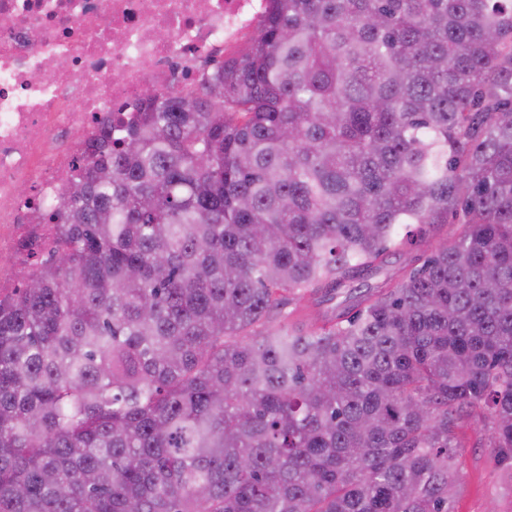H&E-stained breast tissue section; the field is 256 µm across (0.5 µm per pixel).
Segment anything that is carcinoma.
Masks as SVG:
<instances>
[{
	"label": "carcinoma",
	"mask_w": 512,
	"mask_h": 512,
	"mask_svg": "<svg viewBox=\"0 0 512 512\" xmlns=\"http://www.w3.org/2000/svg\"><path fill=\"white\" fill-rule=\"evenodd\" d=\"M66 198L0 296V512H454L477 420L512 469V0H268ZM459 218L448 217V224H433L425 227V232L421 237H415L412 244H398L392 248L391 254L387 258V263L383 272L377 275H364L357 278L352 284V288H360L364 291L368 287H373L385 277H397L405 270L420 265L418 257L428 254L431 249L456 236L462 229Z\"/></svg>",
	"instance_id": "carcinoma-1"
}]
</instances>
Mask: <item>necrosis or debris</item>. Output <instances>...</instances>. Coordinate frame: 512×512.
I'll list each match as a JSON object with an SVG mask.
<instances>
[{"label":"necrosis or debris","mask_w":512,"mask_h":512,"mask_svg":"<svg viewBox=\"0 0 512 512\" xmlns=\"http://www.w3.org/2000/svg\"><path fill=\"white\" fill-rule=\"evenodd\" d=\"M254 0H0V251L60 205L86 141L190 90Z\"/></svg>","instance_id":"obj_1"}]
</instances>
